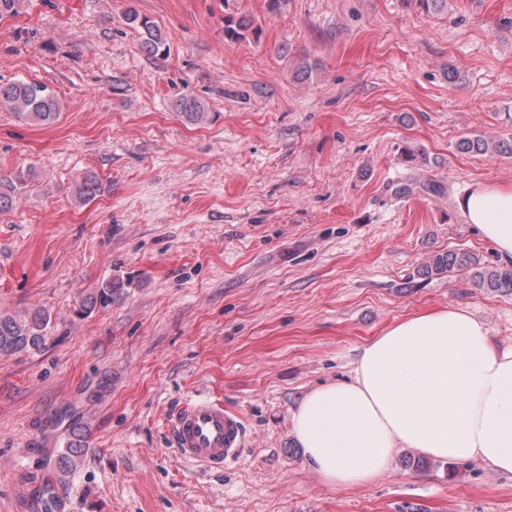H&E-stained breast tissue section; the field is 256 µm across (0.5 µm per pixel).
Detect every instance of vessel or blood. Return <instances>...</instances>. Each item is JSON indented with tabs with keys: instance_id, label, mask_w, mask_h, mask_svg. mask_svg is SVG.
Segmentation results:
<instances>
[{
	"instance_id": "b4317fda",
	"label": "vessel or blood",
	"mask_w": 512,
	"mask_h": 512,
	"mask_svg": "<svg viewBox=\"0 0 512 512\" xmlns=\"http://www.w3.org/2000/svg\"><path fill=\"white\" fill-rule=\"evenodd\" d=\"M168 433L181 458L215 470L237 462L246 444L241 416L207 397L183 405L169 421Z\"/></svg>"
}]
</instances>
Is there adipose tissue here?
I'll return each mask as SVG.
<instances>
[{
	"instance_id": "1",
	"label": "adipose tissue",
	"mask_w": 512,
	"mask_h": 512,
	"mask_svg": "<svg viewBox=\"0 0 512 512\" xmlns=\"http://www.w3.org/2000/svg\"><path fill=\"white\" fill-rule=\"evenodd\" d=\"M459 208L511 263L512 185L476 184ZM292 422L306 466L335 488L375 483L399 448L512 477V345L463 308L406 316L360 348L348 378L306 392Z\"/></svg>"
}]
</instances>
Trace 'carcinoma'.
<instances>
[{"label": "carcinoma", "instance_id": "carcinoma-1", "mask_svg": "<svg viewBox=\"0 0 512 512\" xmlns=\"http://www.w3.org/2000/svg\"><path fill=\"white\" fill-rule=\"evenodd\" d=\"M127 26L136 30L141 36V49L149 56L167 53V43L162 30L149 17L139 13L131 6L124 15ZM253 30V23L245 18L228 19L224 24V40L235 42L246 37ZM0 104L7 106L18 121L51 125L55 122L59 105L56 97L48 88L37 82L17 81L0 85ZM178 114L191 124H200L208 120L202 103L194 96L184 95L175 105ZM458 150L465 153H483L491 149L512 154V144L494 142L477 136L461 139ZM31 171H19L9 179L0 178V213L9 210L20 198V192L26 188ZM104 191L102 180L93 174L85 176L76 185L75 197L85 203L96 199ZM428 276L445 273L463 272L475 288L491 291H512V267L490 266L481 263L477 257L464 251H447L435 253L427 258L422 268ZM112 288L108 283L96 295H91L83 302V307L92 309L98 304L112 301ZM51 322L50 314L43 308L34 307L23 315L0 312V356H10L39 347ZM86 447V431L79 425L70 430L66 451L59 458L57 481L48 486L47 492H59L66 486L70 476L76 471L83 448Z\"/></svg>", "mask_w": 512, "mask_h": 512}]
</instances>
